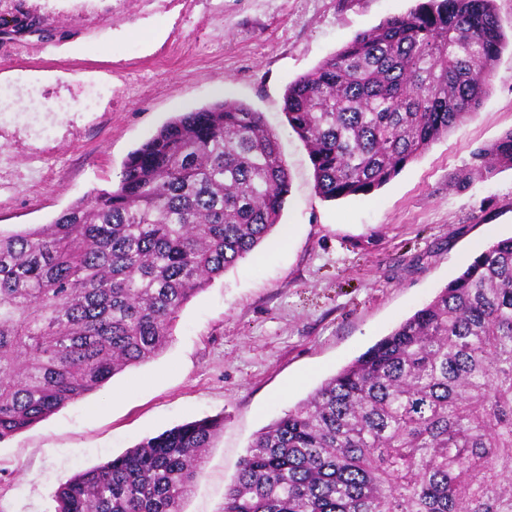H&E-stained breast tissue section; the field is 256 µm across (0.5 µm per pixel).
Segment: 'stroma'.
Here are the masks:
<instances>
[{"label":"stroma","mask_w":512,"mask_h":512,"mask_svg":"<svg viewBox=\"0 0 512 512\" xmlns=\"http://www.w3.org/2000/svg\"><path fill=\"white\" fill-rule=\"evenodd\" d=\"M417 0H0V227L117 185L165 122L229 98L262 112L290 174L266 241L183 308L150 362L0 443V512H55L73 474L182 424L221 427L184 512H223L254 435L512 235V170L457 183L512 129V52L478 114L366 197L327 201L289 127L291 82ZM101 87L87 104L90 87Z\"/></svg>","instance_id":"35a3bbf8"}]
</instances>
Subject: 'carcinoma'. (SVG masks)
Segmentation results:
<instances>
[{
	"mask_svg": "<svg viewBox=\"0 0 512 512\" xmlns=\"http://www.w3.org/2000/svg\"><path fill=\"white\" fill-rule=\"evenodd\" d=\"M506 46L494 0H420L288 86L327 200L364 197L479 111ZM512 169V129L458 175ZM290 177L263 114L170 118L119 183L0 229V442L161 354L184 306L279 224ZM218 424L63 481L56 512H184ZM223 512H512V237L262 428Z\"/></svg>",
	"mask_w": 512,
	"mask_h": 512,
	"instance_id": "cac0c4a2",
	"label": "carcinoma"
}]
</instances>
